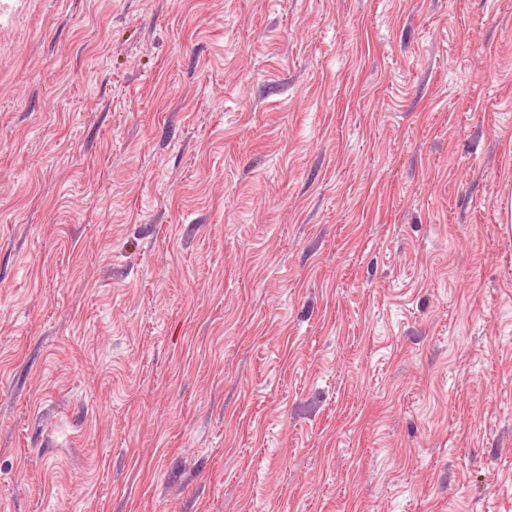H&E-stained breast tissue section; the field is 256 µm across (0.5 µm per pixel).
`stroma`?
Listing matches in <instances>:
<instances>
[{"label":"stroma","mask_w":512,"mask_h":512,"mask_svg":"<svg viewBox=\"0 0 512 512\" xmlns=\"http://www.w3.org/2000/svg\"><path fill=\"white\" fill-rule=\"evenodd\" d=\"M512 0H0V512H512Z\"/></svg>","instance_id":"obj_1"}]
</instances>
